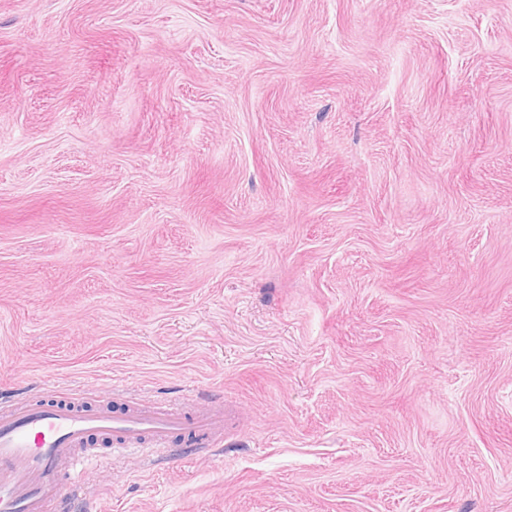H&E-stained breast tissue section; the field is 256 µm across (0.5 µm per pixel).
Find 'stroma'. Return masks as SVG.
<instances>
[{"instance_id":"obj_1","label":"stroma","mask_w":512,"mask_h":512,"mask_svg":"<svg viewBox=\"0 0 512 512\" xmlns=\"http://www.w3.org/2000/svg\"><path fill=\"white\" fill-rule=\"evenodd\" d=\"M224 405L69 512H512V0H0V394Z\"/></svg>"}]
</instances>
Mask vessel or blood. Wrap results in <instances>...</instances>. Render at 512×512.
<instances>
[{"label":"vessel or blood","instance_id":"vessel-or-blood-1","mask_svg":"<svg viewBox=\"0 0 512 512\" xmlns=\"http://www.w3.org/2000/svg\"><path fill=\"white\" fill-rule=\"evenodd\" d=\"M223 437L224 414L215 409L189 415L162 401L87 409L73 398H2L0 512H65L81 497V471L100 459L94 445L168 452L178 442L217 448Z\"/></svg>","mask_w":512,"mask_h":512}]
</instances>
